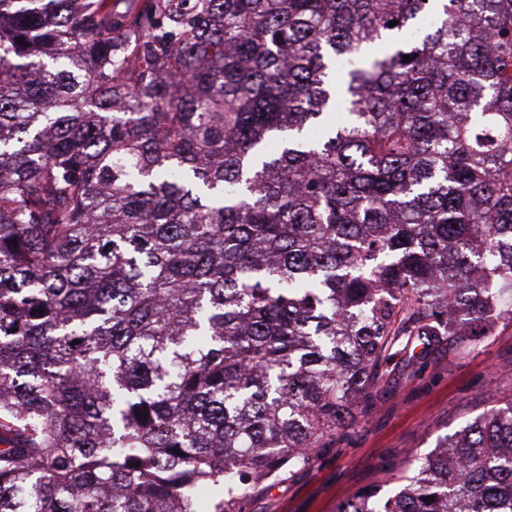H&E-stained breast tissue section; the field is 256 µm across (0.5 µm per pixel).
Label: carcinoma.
I'll use <instances>...</instances> for the list:
<instances>
[{"mask_svg":"<svg viewBox=\"0 0 512 512\" xmlns=\"http://www.w3.org/2000/svg\"><path fill=\"white\" fill-rule=\"evenodd\" d=\"M492 311L512 0H0V512H244ZM439 447L337 512H512V402Z\"/></svg>","mask_w":512,"mask_h":512,"instance_id":"cac0c4a2","label":"carcinoma"}]
</instances>
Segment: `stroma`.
I'll list each match as a JSON object with an SVG mask.
<instances>
[{
  "mask_svg": "<svg viewBox=\"0 0 512 512\" xmlns=\"http://www.w3.org/2000/svg\"><path fill=\"white\" fill-rule=\"evenodd\" d=\"M468 345L395 344L368 410L316 463L256 487L245 512H336L359 490L392 492L407 459L434 451L479 414L512 401V320L466 325Z\"/></svg>",
  "mask_w": 512,
  "mask_h": 512,
  "instance_id": "35a3bbf8",
  "label": "stroma"
}]
</instances>
